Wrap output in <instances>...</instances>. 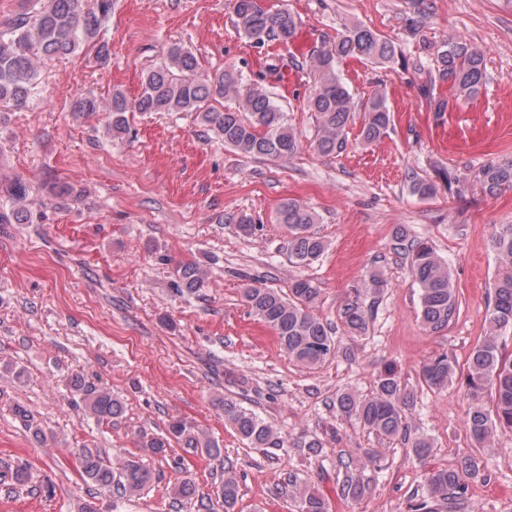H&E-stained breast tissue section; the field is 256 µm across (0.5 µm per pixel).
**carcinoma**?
<instances>
[{
  "label": "carcinoma",
  "instance_id": "carcinoma-1",
  "mask_svg": "<svg viewBox=\"0 0 512 512\" xmlns=\"http://www.w3.org/2000/svg\"><path fill=\"white\" fill-rule=\"evenodd\" d=\"M233 23L240 35L254 46L269 43L289 44L299 30L296 16L282 9L270 12L259 0H234ZM112 18V0H96V7L86 10L81 0H21V8L6 32H0V112L25 103L35 96L40 84V61L74 55L87 45L96 48L97 57L106 61L111 47L104 38ZM434 67L426 81L417 85L419 95L435 112L448 110L449 101L435 96L441 84L455 91V105L460 107L476 99L486 80L484 55L480 49L461 38H449L434 46ZM396 48L387 37L371 28L356 24L340 35L322 40L308 59L296 64L306 68L313 79L308 109L314 116L316 147L324 156L337 155L346 143L347 127L355 114L362 113L360 136L367 144L389 137L394 131V115L385 91H376L366 99L354 97L338 73V65L347 58L386 65L395 60ZM257 70L246 80L235 67L209 77L198 71L195 55L181 46L171 47L165 60L147 71L137 96L130 98L122 90H112L106 111L108 131L121 137L129 129V115L134 112H193L200 122L244 157L263 160H288L301 147V134L288 123L286 112L264 81L272 73L280 74L277 60L265 55L256 60ZM74 112L94 114L101 111L93 95L73 101ZM459 179L448 168L437 170L436 180L410 177V192L420 198L434 195L438 185L451 190ZM482 191L492 195L501 187L512 185V163L489 164L479 175ZM5 205L0 206L1 224H25L30 220L26 204L28 191L18 182L7 190ZM277 222L288 228V255L292 263L309 266L325 252L326 243L313 231L316 214L295 199L281 203ZM403 225L394 228L396 245L403 249L419 290L420 314L426 328L438 332L448 326L457 308L458 297L448 263L426 241L409 240ZM501 273L493 280L486 312L488 334L471 351L464 367L446 354L424 363L421 376L430 388H443L457 378L464 379L470 406L467 427L476 445L484 450L505 432L512 433V354L503 351L499 331L512 326V224L495 231L491 239ZM206 272L196 263L187 262L175 269L173 288L191 294L203 286ZM283 296L273 288L249 283L243 288L250 313L271 328L279 345L302 366L312 368L337 353L338 336L332 326L313 313L320 292L308 278H298ZM342 318L346 332L365 333L368 319L358 298L344 304ZM67 385L76 404L99 423H110L123 416L124 403L111 391L87 383L80 373L68 377ZM490 403H485V398ZM413 398L401 386L399 377L389 370L375 383L371 394L344 392L336 396V410L357 420L367 430L385 438L409 439L407 414ZM224 423L241 439L255 448L284 445L278 431L255 413L232 399H224ZM13 414L32 431L41 435L34 416L23 405L13 406ZM411 440V439H409ZM177 442L190 454L217 456L220 445L204 430L183 419L173 418L166 433L141 436L140 447L152 455L164 457ZM414 454L421 460L430 454L431 441L423 436L411 440ZM70 464L80 477L101 488L117 487L135 496L152 483L154 473L137 459H127L116 466L104 463L99 452L80 449L72 453ZM343 470L340 491L357 497L366 490L361 475L363 466L354 461L340 462ZM482 461L476 454L466 457L454 469L431 468L425 473L427 498L436 504L450 501L457 505L467 499L469 480L478 477ZM9 478L15 486L32 483L33 474L26 464L16 466ZM288 491L298 512H329L325 498L310 481L295 473L288 475ZM239 497V483L233 465L224 466L220 500L224 512H232Z\"/></svg>",
  "mask_w": 512,
  "mask_h": 512
}]
</instances>
